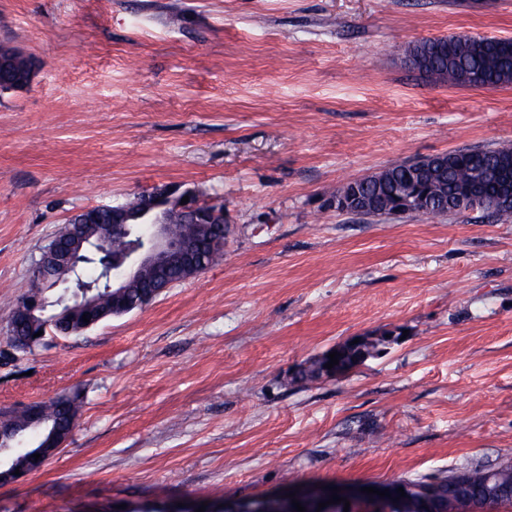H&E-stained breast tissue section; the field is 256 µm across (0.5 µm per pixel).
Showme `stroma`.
<instances>
[{"label":"stroma","mask_w":512,"mask_h":512,"mask_svg":"<svg viewBox=\"0 0 512 512\" xmlns=\"http://www.w3.org/2000/svg\"><path fill=\"white\" fill-rule=\"evenodd\" d=\"M512 39V0H0L34 63L0 91V322L82 209L166 187L224 255L148 306L12 353L0 410L80 392L0 512L218 504L512 462V223L337 211L386 164L512 146V84L448 85L413 42ZM353 336L377 356L297 381Z\"/></svg>","instance_id":"obj_1"}]
</instances>
